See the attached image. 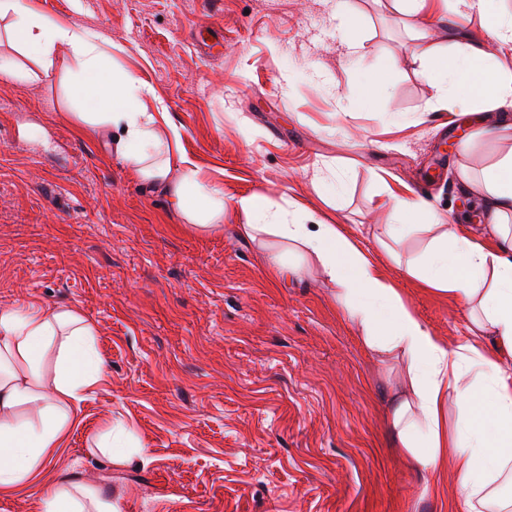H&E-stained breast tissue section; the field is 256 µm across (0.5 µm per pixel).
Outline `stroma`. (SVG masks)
I'll list each match as a JSON object with an SVG mask.
<instances>
[{
  "label": "stroma",
  "instance_id": "stroma-1",
  "mask_svg": "<svg viewBox=\"0 0 512 512\" xmlns=\"http://www.w3.org/2000/svg\"><path fill=\"white\" fill-rule=\"evenodd\" d=\"M50 19L112 41L115 66L154 87L183 145L225 197L299 202L349 230L391 221L394 196H425L478 227L465 182L511 144L478 140L491 112L431 108L417 45L493 48L479 12L427 0H30ZM362 47L349 55L340 16ZM19 61L0 79V305L75 306L97 329L107 372L37 483L0 512H40L43 485L95 486L119 512H448L458 479H424L392 445L382 391L400 377L366 351L316 274L275 282L233 221L203 235L143 186L108 138L80 133L65 69ZM384 85L352 108L372 72ZM469 151H462V144ZM430 231L409 228L383 272L435 335L455 342L466 307L404 264ZM142 450L112 461L91 445L106 418Z\"/></svg>",
  "mask_w": 512,
  "mask_h": 512
}]
</instances>
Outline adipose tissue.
Here are the masks:
<instances>
[{"instance_id":"obj_1","label":"adipose tissue","mask_w":512,"mask_h":512,"mask_svg":"<svg viewBox=\"0 0 512 512\" xmlns=\"http://www.w3.org/2000/svg\"><path fill=\"white\" fill-rule=\"evenodd\" d=\"M0 21L44 76L53 75L57 60L74 65L66 95L75 121L108 135L138 181L164 192L196 231H216L233 218L239 233L266 251L276 280L318 268L344 316L360 328L364 348L406 366L387 402L390 427L412 468L425 476L454 473L461 512L491 505L512 512V499L497 496L499 484L512 479V150L473 183L494 247L459 225L442 224L421 262L406 267L425 287L466 303L467 333L451 346L416 317L400 288L341 225L309 211L292 219L290 206L258 193L225 198L184 150L153 86L107 66L104 38L42 16L25 0H0ZM416 53L441 107L512 106V73L491 52L470 45L448 54L422 45ZM96 336L74 306H0V494L26 487L63 448L80 402L105 376ZM451 401L459 417L450 428L444 411ZM41 501L43 512H118L98 489L62 481L43 487Z\"/></svg>"}]
</instances>
